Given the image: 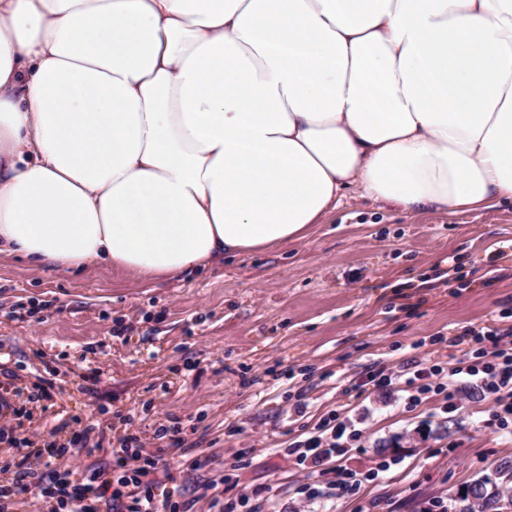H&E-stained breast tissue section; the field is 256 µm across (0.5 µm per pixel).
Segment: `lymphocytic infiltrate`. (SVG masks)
<instances>
[{"label": "lymphocytic infiltrate", "mask_w": 512, "mask_h": 512, "mask_svg": "<svg viewBox=\"0 0 512 512\" xmlns=\"http://www.w3.org/2000/svg\"><path fill=\"white\" fill-rule=\"evenodd\" d=\"M453 347L446 365L416 367L404 380L410 392L409 403L418 405L430 396L445 394L455 404L458 385L480 386L489 397V422L498 430L512 434V329L468 328L449 337ZM447 383H438L440 375ZM22 409L0 401V440L16 449L13 476L0 485V512H15L32 500L49 504L50 512H101L103 502L123 504V512H179L178 502L158 498L149 480L165 465L163 455H143L136 435L120 438L114 449L115 476L103 478L101 471L80 470L65 462L70 449L88 451L89 436L97 424L74 416L50 432L49 439L36 442L16 437L12 421ZM340 411L323 415L303 440L290 444L287 453L307 468L324 461L344 458L350 442L360 440Z\"/></svg>", "instance_id": "1"}]
</instances>
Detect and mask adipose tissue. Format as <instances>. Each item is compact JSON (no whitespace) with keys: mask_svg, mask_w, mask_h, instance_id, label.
Instances as JSON below:
<instances>
[{"mask_svg":"<svg viewBox=\"0 0 512 512\" xmlns=\"http://www.w3.org/2000/svg\"><path fill=\"white\" fill-rule=\"evenodd\" d=\"M352 187L512 202V0H0V255L181 277Z\"/></svg>","mask_w":512,"mask_h":512,"instance_id":"obj_1","label":"adipose tissue"}]
</instances>
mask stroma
<instances>
[{"mask_svg": "<svg viewBox=\"0 0 512 512\" xmlns=\"http://www.w3.org/2000/svg\"><path fill=\"white\" fill-rule=\"evenodd\" d=\"M487 326L512 328V204L408 214L352 194L301 241L162 281L0 258V389L54 384L18 434L96 416L99 447L82 465L111 470L134 433L144 454L167 452L155 495L197 512H446L512 461V437L484 425L488 398L460 386L451 413L444 396L415 407L403 385L365 381ZM332 410L365 432L341 464L389 465L349 492L336 460L304 469L286 453Z\"/></svg>", "mask_w": 512, "mask_h": 512, "instance_id": "obj_1", "label": "stroma"}]
</instances>
